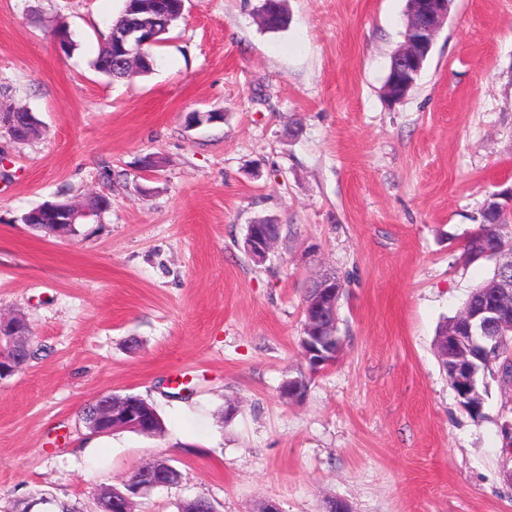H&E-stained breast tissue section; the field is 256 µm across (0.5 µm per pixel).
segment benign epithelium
Masks as SVG:
<instances>
[{"instance_id":"obj_1","label":"benign epithelium","mask_w":512,"mask_h":512,"mask_svg":"<svg viewBox=\"0 0 512 512\" xmlns=\"http://www.w3.org/2000/svg\"><path fill=\"white\" fill-rule=\"evenodd\" d=\"M452 0H417V15L414 24L404 33L398 59L391 71L390 85L386 92L394 98L411 90L420 75L423 62L430 52L437 32L448 18ZM154 23L137 17L115 35L120 47V64L138 68L146 61L144 47L155 42ZM50 210L62 224H75L87 217V212L53 205ZM276 240L265 226L252 224L246 238L248 252L263 261L274 248ZM484 256L496 260L497 277L502 280V288L495 298L482 308L468 309L460 315L458 334L445 341L449 350L448 376L453 389L464 391L463 408L482 405L488 394V383L480 374L488 373L500 353L512 339V247L488 250ZM310 295L304 299L305 322L302 325L300 345L307 372L315 374L333 364L343 346L338 335V309L341 288L336 275L325 272L313 279L309 286ZM308 377H290L280 387V396L288 402H298L303 398L302 383ZM150 469H145L146 477L131 478L128 486L135 495H144L153 489L165 486L161 481L148 477Z\"/></svg>"}]
</instances>
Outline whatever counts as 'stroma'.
<instances>
[{
    "mask_svg": "<svg viewBox=\"0 0 512 512\" xmlns=\"http://www.w3.org/2000/svg\"><path fill=\"white\" fill-rule=\"evenodd\" d=\"M258 4L185 0L128 83L92 66L124 0H0V111L42 123L25 143L0 134V313L24 316L36 352L0 380V512L43 493L99 512L100 487L155 458L181 480L134 512L197 496L217 512H512V387L490 380L472 418L434 348L492 271L464 247L512 186V0H453L396 104L406 0H286L276 33ZM93 193L112 206L77 235L19 220ZM259 222L284 227L263 262L245 246ZM326 271L348 284L343 350L288 403L304 293ZM107 393L145 398L165 434L90 435L82 410Z\"/></svg>",
    "mask_w": 512,
    "mask_h": 512,
    "instance_id": "obj_1",
    "label": "stroma"
}]
</instances>
